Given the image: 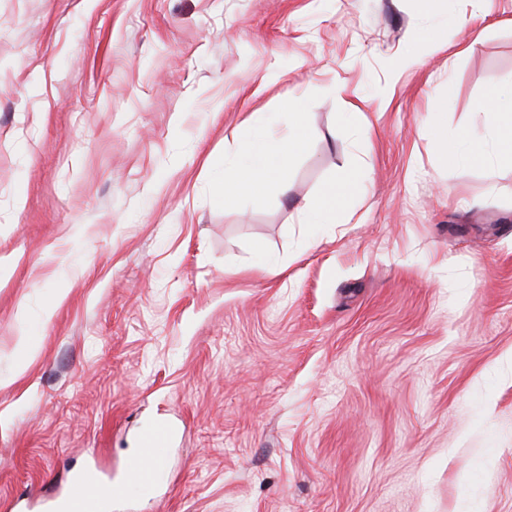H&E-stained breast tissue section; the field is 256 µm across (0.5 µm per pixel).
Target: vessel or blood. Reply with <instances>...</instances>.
Listing matches in <instances>:
<instances>
[{
	"label": "vessel or blood",
	"mask_w": 512,
	"mask_h": 512,
	"mask_svg": "<svg viewBox=\"0 0 512 512\" xmlns=\"http://www.w3.org/2000/svg\"><path fill=\"white\" fill-rule=\"evenodd\" d=\"M173 439L169 422L157 421L144 426L138 435L141 453L123 465V482L152 493L162 477L160 462ZM109 497V486L98 470L87 469L73 476L62 495L41 500L42 512H102Z\"/></svg>",
	"instance_id": "b4317fda"
}]
</instances>
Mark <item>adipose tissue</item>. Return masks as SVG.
I'll list each match as a JSON object with an SVG mask.
<instances>
[{"mask_svg": "<svg viewBox=\"0 0 512 512\" xmlns=\"http://www.w3.org/2000/svg\"><path fill=\"white\" fill-rule=\"evenodd\" d=\"M500 96L501 100H508V107L492 101L484 110L490 141H483L470 131L461 133L455 141H441L440 149L449 171L465 168L477 159L491 169L512 162V87L501 91ZM245 123L250 133L239 141L233 159L224 165L222 197L228 206L245 192L260 195L274 187L287 191L285 164L304 150L311 135L295 112L289 113L283 126L277 125L266 112L250 113ZM363 185V179L347 174L322 193L298 203L302 223H335L337 205L352 188Z\"/></svg>", "mask_w": 512, "mask_h": 512, "instance_id": "obj_1", "label": "adipose tissue"}]
</instances>
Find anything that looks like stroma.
<instances>
[{
	"mask_svg": "<svg viewBox=\"0 0 512 512\" xmlns=\"http://www.w3.org/2000/svg\"><path fill=\"white\" fill-rule=\"evenodd\" d=\"M511 85L512 0H0V502L163 419L110 512H512V166L439 150ZM299 97L288 192L225 207ZM355 163L353 223H300ZM269 114L251 112L247 116L250 133L237 144L234 159L224 164L221 197L225 207L245 192L260 195L273 187L288 192L285 164L304 150L311 131L302 124L301 112H289L284 126L277 125ZM272 157L279 163L272 164ZM173 439L169 422L157 421L144 426L138 435L140 455L128 458L123 465V484L140 487L145 494L153 492L162 477L160 461Z\"/></svg>",
	"mask_w": 512,
	"mask_h": 512,
	"instance_id": "obj_1",
	"label": "stroma"
}]
</instances>
